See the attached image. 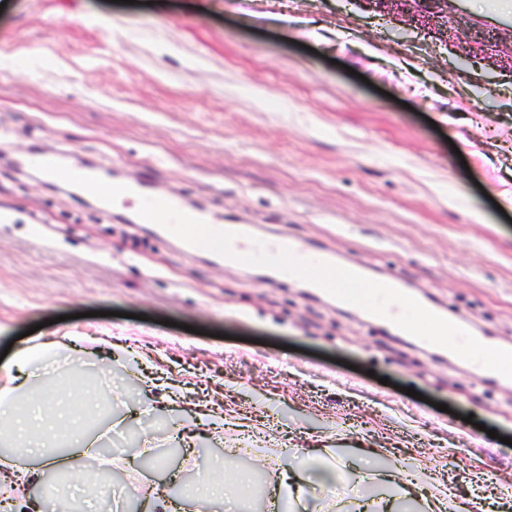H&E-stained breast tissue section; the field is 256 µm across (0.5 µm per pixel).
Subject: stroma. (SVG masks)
Wrapping results in <instances>:
<instances>
[{"label": "stroma", "mask_w": 512, "mask_h": 512, "mask_svg": "<svg viewBox=\"0 0 512 512\" xmlns=\"http://www.w3.org/2000/svg\"><path fill=\"white\" fill-rule=\"evenodd\" d=\"M489 30L448 18L445 45L350 0H7L0 10V351L30 327L112 337L141 359L55 358L36 390L70 382L111 424L109 470L188 493L202 469L251 473L269 512L280 465L226 449L275 438L325 448L349 472L401 470L424 494L451 482L483 512L512 503V382L470 368L312 283L186 250L132 209L72 184L68 168L146 180L216 223L298 239L366 278L398 275L411 297L475 335L512 343V61L490 64ZM52 153L57 174L20 167ZM200 391L249 432L201 439L196 463L155 467L134 443L174 448ZM446 411H439V404ZM340 483L308 512H346Z\"/></svg>", "instance_id": "35a3bbf8"}]
</instances>
